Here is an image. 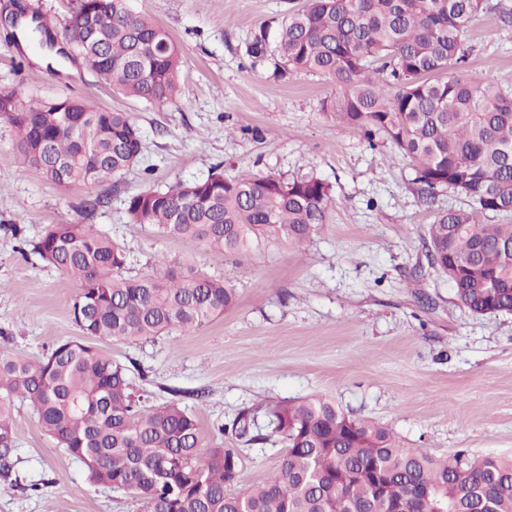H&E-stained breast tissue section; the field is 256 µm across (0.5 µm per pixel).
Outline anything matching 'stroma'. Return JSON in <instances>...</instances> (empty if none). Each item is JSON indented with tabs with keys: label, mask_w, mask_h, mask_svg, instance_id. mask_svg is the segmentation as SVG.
I'll return each instance as SVG.
<instances>
[{
	"label": "stroma",
	"mask_w": 512,
	"mask_h": 512,
	"mask_svg": "<svg viewBox=\"0 0 512 512\" xmlns=\"http://www.w3.org/2000/svg\"><path fill=\"white\" fill-rule=\"evenodd\" d=\"M305 0H128L165 29L185 60L175 101L123 96L81 59L34 51L9 19L17 7L48 17L60 36L78 0H0V89L90 99L139 126V164L114 180L59 187L24 172L0 122V347L30 356L83 340L72 316L75 283L33 254L51 224H91L125 252L124 275L158 261L192 266L236 291L235 304L192 333L94 347L130 366L143 408L171 400L197 418L209 447L238 449L237 490L273 478L285 448L269 407L320 395L346 414L388 428L401 447L434 457L460 452L512 458V313L474 315L431 267L427 227L467 199L422 192L411 162L384 136L366 142L323 108L337 87L285 72L276 51L254 60L255 33L275 36ZM463 35L464 67L512 89V0H486ZM312 172L331 185L325 224L305 243L269 239L217 255L131 223L126 201L176 181ZM107 201L94 212L83 203ZM17 224L23 238L5 233ZM251 410L248 444L219 432ZM15 468L0 478V512H144L127 491L89 483L83 464L56 448L25 402L15 404Z\"/></svg>",
	"instance_id": "obj_1"
}]
</instances>
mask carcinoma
<instances>
[{
    "mask_svg": "<svg viewBox=\"0 0 512 512\" xmlns=\"http://www.w3.org/2000/svg\"><path fill=\"white\" fill-rule=\"evenodd\" d=\"M484 0H306L281 24L276 51L291 70L341 84L328 114L368 143L382 134L409 158L429 193L448 187L468 207L428 228L434 267L474 315L512 313V94L482 73L447 76L465 59L461 36ZM76 57L120 94L168 102L184 59L167 31L127 0H80L63 28ZM0 117L16 131L24 169L58 186L101 184L136 166L139 127L126 112L84 99H37L0 90ZM330 185L310 172L285 180L221 172L127 199L133 224L230 254L262 239L301 243L325 223ZM32 252L78 285L73 319L87 336L155 339L194 332L236 300L223 280L187 267L124 277L126 257L90 225L52 224ZM28 402L56 447L81 461L90 483L131 491L145 512H512V459L459 453L437 459L400 448L385 427L322 396L273 406L286 443L278 474L235 492V448H207L195 416L174 401L143 409L129 367L74 340L36 361L0 350V476L13 469L15 402ZM250 414L218 430L250 442Z\"/></svg>",
    "mask_w": 512,
    "mask_h": 512,
    "instance_id": "cac0c4a2",
    "label": "carcinoma"
}]
</instances>
